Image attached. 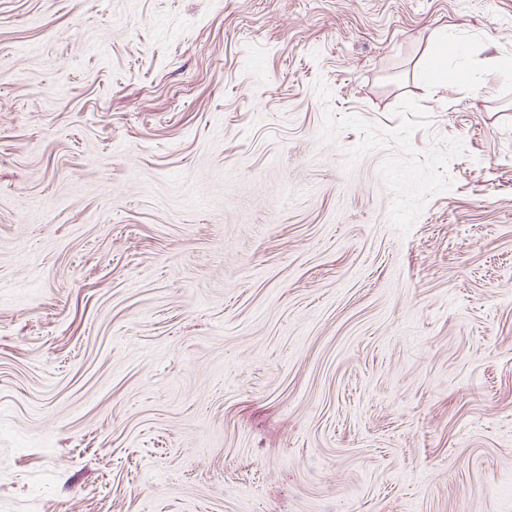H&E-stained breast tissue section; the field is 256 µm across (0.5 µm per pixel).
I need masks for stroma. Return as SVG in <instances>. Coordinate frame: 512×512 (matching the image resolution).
Listing matches in <instances>:
<instances>
[{"label":"stroma","mask_w":512,"mask_h":512,"mask_svg":"<svg viewBox=\"0 0 512 512\" xmlns=\"http://www.w3.org/2000/svg\"><path fill=\"white\" fill-rule=\"evenodd\" d=\"M0 512H512V0H0Z\"/></svg>","instance_id":"obj_1"}]
</instances>
